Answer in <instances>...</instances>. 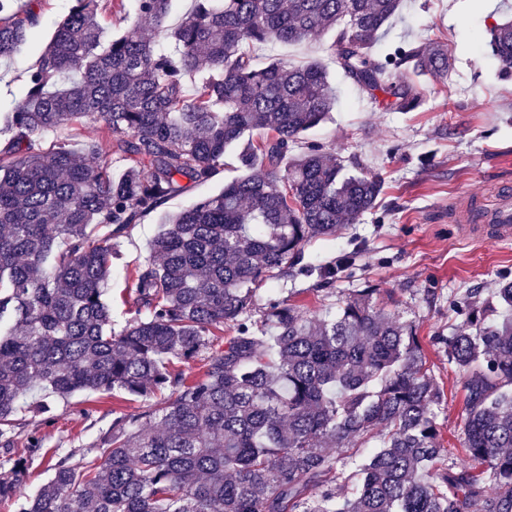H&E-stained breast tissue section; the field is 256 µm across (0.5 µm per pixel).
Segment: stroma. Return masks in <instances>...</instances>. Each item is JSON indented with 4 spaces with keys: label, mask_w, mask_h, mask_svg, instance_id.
<instances>
[{
    "label": "stroma",
    "mask_w": 512,
    "mask_h": 512,
    "mask_svg": "<svg viewBox=\"0 0 512 512\" xmlns=\"http://www.w3.org/2000/svg\"><path fill=\"white\" fill-rule=\"evenodd\" d=\"M35 12L38 22L26 44L11 59L0 61V113L11 111L29 73L36 68L72 0H18ZM512 20V0H404L400 15L386 31L383 44L447 43L455 67L448 82L391 70L390 81L417 82L424 102L413 112H394L384 93H363L340 67L332 35L299 44H276L256 50L257 65L269 58L293 64L319 60L329 71L338 103L329 119L303 133L300 146L315 143L348 170L380 176L379 205L357 223L345 225L335 239H314L301 249V262L316 266L354 254L351 266L331 288L316 290L312 277L294 275L271 281L257 292V306L277 296L311 314L342 305L353 290L376 288V301L414 321L426 363L445 399L437 421L449 454L461 456L458 441L466 406L463 375L449 365L439 334L458 320L451 300L471 289L486 291L512 281V244L465 242L448 222V200L462 189L491 190L512 179V78L500 79L496 60L483 42L491 26ZM74 148L96 142L113 171L122 162L111 152V133L103 124L85 125L77 136L57 130L40 138L42 149L62 139ZM236 150L205 184L188 185L160 211L130 225L117 239L107 296L112 328L122 331L135 319L127 302L137 269L151 254L150 244L167 213L184 210L218 194L225 183L243 176ZM144 400L119 392L77 394L53 402L51 422L27 418L17 431L14 448L23 452L30 436L60 452L88 447L115 416L145 409Z\"/></svg>",
    "instance_id": "1"
}]
</instances>
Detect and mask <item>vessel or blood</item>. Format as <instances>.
Wrapping results in <instances>:
<instances>
[{
	"instance_id": "1",
	"label": "vessel or blood",
	"mask_w": 512,
	"mask_h": 512,
	"mask_svg": "<svg viewBox=\"0 0 512 512\" xmlns=\"http://www.w3.org/2000/svg\"><path fill=\"white\" fill-rule=\"evenodd\" d=\"M448 220L468 241L512 243V183L501 182L492 198L473 191L458 192L448 202Z\"/></svg>"
}]
</instances>
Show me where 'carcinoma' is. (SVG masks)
Returning a JSON list of instances; mask_svg holds the SVG:
<instances>
[{"instance_id": "carcinoma-1", "label": "carcinoma", "mask_w": 512, "mask_h": 512, "mask_svg": "<svg viewBox=\"0 0 512 512\" xmlns=\"http://www.w3.org/2000/svg\"><path fill=\"white\" fill-rule=\"evenodd\" d=\"M171 2L137 0L134 24L112 38L97 0H73L0 126V457L14 474L0 501L46 455L35 436L13 452L19 415L121 390L148 408L116 416L77 459L51 454L49 481L19 512H512V281L454 300L462 327L442 337L464 376L461 463H447L444 394L416 325L379 307L375 289L333 314L273 300L255 317L256 291L287 277L305 243L375 209L382 188L318 145L295 152L336 109L324 65L259 68L255 50L333 31L348 77L411 112L421 93L389 83L390 69L446 80L448 46L374 52L401 0H194L170 28ZM36 22L0 0L1 60ZM490 48L509 74L512 22L492 27ZM90 122L115 135L121 175L93 144L40 147L43 133ZM238 145L247 174L165 217L136 275L138 318L115 333L112 240L182 180L208 181ZM224 325L233 335L221 345ZM202 352L198 379L171 367ZM379 432V449L350 453ZM349 464L359 489L338 497Z\"/></svg>"}]
</instances>
